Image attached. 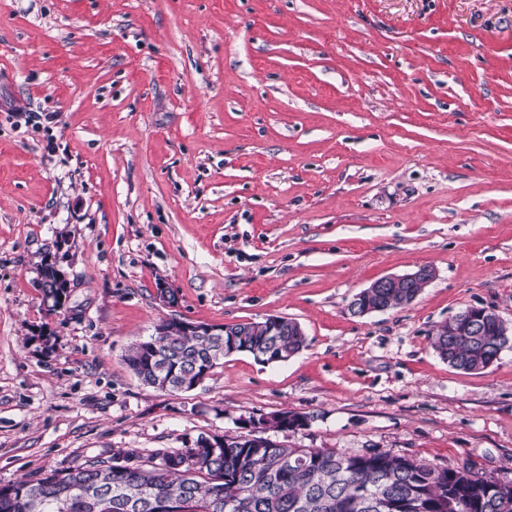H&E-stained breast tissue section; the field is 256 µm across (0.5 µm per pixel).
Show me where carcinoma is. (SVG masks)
I'll return each instance as SVG.
<instances>
[{
  "mask_svg": "<svg viewBox=\"0 0 512 512\" xmlns=\"http://www.w3.org/2000/svg\"><path fill=\"white\" fill-rule=\"evenodd\" d=\"M239 345L268 348L282 359L296 355L305 337L267 322L247 324ZM512 344V326L491 320L482 336H450L437 326L432 346L449 366L481 371ZM222 336H151L124 361L145 385L181 391L185 379L224 360ZM499 480L467 467L445 469L377 448H255L245 437L211 450L136 449L93 458L36 480L0 485V512H155L173 501L179 512H512Z\"/></svg>",
  "mask_w": 512,
  "mask_h": 512,
  "instance_id": "1",
  "label": "carcinoma"
}]
</instances>
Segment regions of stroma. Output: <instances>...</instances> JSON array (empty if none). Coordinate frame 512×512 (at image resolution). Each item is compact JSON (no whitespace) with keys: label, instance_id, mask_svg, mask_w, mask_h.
<instances>
[{"label":"stroma","instance_id":"35a3bbf8","mask_svg":"<svg viewBox=\"0 0 512 512\" xmlns=\"http://www.w3.org/2000/svg\"><path fill=\"white\" fill-rule=\"evenodd\" d=\"M423 265L411 305L349 314ZM470 306L512 325V0H0V485L280 411L310 419L289 446L511 482L512 348L432 346ZM270 316L305 332L288 362L186 393L124 362L168 317ZM48 267L45 265V261L41 263L40 268V275H44L46 269ZM48 273L50 276L49 282L52 284V288H41L42 295H43V301H45L46 297L50 296L54 293L55 289L57 290V296H58V304L56 306L57 312L64 310L67 302L70 297V281L67 279L66 275L58 268V266L55 264L54 267L48 268ZM55 288V289H54Z\"/></svg>","mask_w":512,"mask_h":512}]
</instances>
